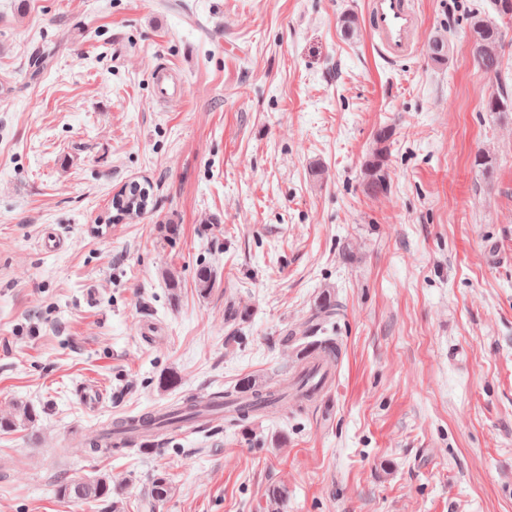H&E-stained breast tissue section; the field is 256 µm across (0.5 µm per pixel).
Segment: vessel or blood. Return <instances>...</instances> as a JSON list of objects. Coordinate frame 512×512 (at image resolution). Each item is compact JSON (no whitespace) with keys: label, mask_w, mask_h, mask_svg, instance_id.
<instances>
[{"label":"vessel or blood","mask_w":512,"mask_h":512,"mask_svg":"<svg viewBox=\"0 0 512 512\" xmlns=\"http://www.w3.org/2000/svg\"><path fill=\"white\" fill-rule=\"evenodd\" d=\"M368 17L377 50L384 60L396 63L412 54L420 28L413 0H368ZM153 84L160 101L169 102L185 95L184 85L170 67H157Z\"/></svg>","instance_id":"vessel-or-blood-1"}]
</instances>
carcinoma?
I'll return each instance as SVG.
<instances>
[{
  "mask_svg": "<svg viewBox=\"0 0 512 512\" xmlns=\"http://www.w3.org/2000/svg\"><path fill=\"white\" fill-rule=\"evenodd\" d=\"M500 0H491L493 13L477 12L471 16V53L483 75L497 83V93L486 101L489 112H512V96L505 76L502 61V46L512 23V14H507L498 5ZM392 137V129L383 127L375 134V148L366 162V192L377 195L387 191L384 174L387 156V142ZM151 188L131 183L112 198L115 215L111 222L132 220L144 214L152 202ZM337 314L336 301L330 293L322 295L316 312L306 323L302 333L309 337L322 330ZM317 367L300 362L283 365L278 386L256 390L250 395H241L232 390L218 391L211 397L191 396L171 405L161 412L138 417L119 419L98 430L94 435H83L71 442L69 452L80 455H110L119 446L112 443V436L123 437L122 446L135 447L151 443L156 447L166 444L169 437L177 435L187 427L200 421L224 419L230 427L237 426L252 415L285 412L290 407L300 411L303 404L312 401L325 387L324 381L316 380ZM35 422L32 407L25 405L7 417H0V429L15 430L25 428ZM174 491L168 474L161 472L153 476L149 497L159 503L167 500ZM62 498L76 501H111L110 512H123L122 501L112 499V476L101 474L94 478H67L59 486Z\"/></svg>",
  "mask_w": 512,
  "mask_h": 512,
  "instance_id": "obj_1",
  "label": "carcinoma"
}]
</instances>
